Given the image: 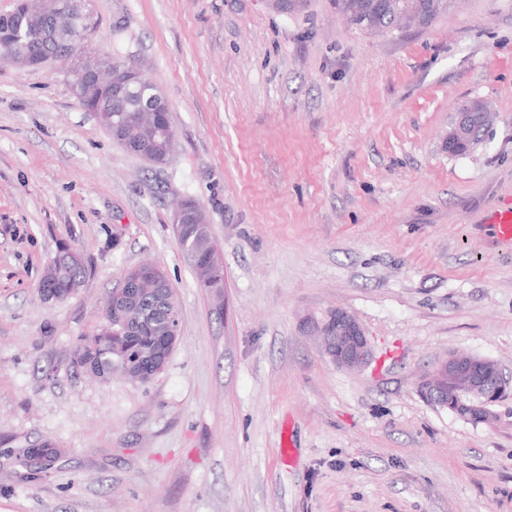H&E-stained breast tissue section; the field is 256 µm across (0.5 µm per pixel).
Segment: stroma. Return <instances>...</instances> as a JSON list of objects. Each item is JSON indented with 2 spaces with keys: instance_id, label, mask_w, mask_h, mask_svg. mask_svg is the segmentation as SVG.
Here are the masks:
<instances>
[{
  "instance_id": "1",
  "label": "stroma",
  "mask_w": 512,
  "mask_h": 512,
  "mask_svg": "<svg viewBox=\"0 0 512 512\" xmlns=\"http://www.w3.org/2000/svg\"><path fill=\"white\" fill-rule=\"evenodd\" d=\"M88 50L136 65L175 153L118 145L65 65L0 63V512H512V393L472 422L424 400L453 352L512 373V0H463L371 36L333 0H92ZM494 120L467 153L460 104ZM205 210L224 265L198 286L171 224ZM85 288L43 303L61 244ZM167 274L182 321L147 384L72 364L125 271ZM357 317L369 365L337 367L308 326ZM49 439L50 473L20 475ZM481 100L474 99L471 103L460 105L456 112L454 123L448 130V136L445 138V147L448 153L458 143H464L471 139L474 129L479 123L481 109ZM501 241L512 243V202L495 210L491 215ZM62 453L63 450L55 442L47 439L32 448H26L23 465L30 471L31 475L36 476L43 471V465H40V460L43 457L53 456L52 460L49 461H56Z\"/></svg>"
}]
</instances>
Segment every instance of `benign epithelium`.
<instances>
[{
  "instance_id": "obj_1",
  "label": "benign epithelium",
  "mask_w": 512,
  "mask_h": 512,
  "mask_svg": "<svg viewBox=\"0 0 512 512\" xmlns=\"http://www.w3.org/2000/svg\"><path fill=\"white\" fill-rule=\"evenodd\" d=\"M30 12L39 16L37 38L30 42L13 39L8 28L17 13ZM94 26L89 0H16L14 9L0 13V55L21 68L39 67L57 61L71 67L74 77L73 92L76 96L109 93L114 97L124 95L132 84L143 81L142 73L129 68L122 80L104 79L103 73H112V62L81 51L72 52L70 46L57 48L56 42L64 38L62 29L73 32ZM482 103L475 99L458 107L454 123L445 138V147L453 149L458 143L471 139L479 123ZM203 213L184 200L173 213L175 234L182 233L185 224H202ZM161 287L160 281L143 271L123 279L118 292L128 290L146 297ZM141 320V314L122 307L121 317L112 322V334L124 336L129 326ZM326 354L336 366L355 370L366 365L371 356L368 339L359 321L349 312L336 308L328 316L312 324ZM512 388V378L507 377L500 365L486 357L472 354L451 353L440 360L435 368L420 377L418 392L428 402L445 408L462 418L477 415L482 422L490 421L494 413L492 404Z\"/></svg>"
}]
</instances>
